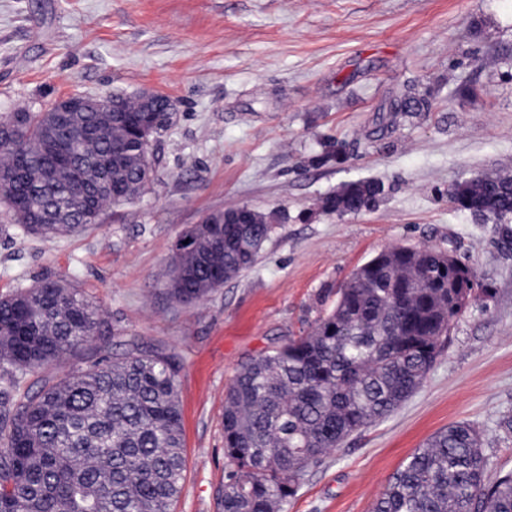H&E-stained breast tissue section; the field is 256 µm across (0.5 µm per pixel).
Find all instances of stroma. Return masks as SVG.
Segmentation results:
<instances>
[{
	"label": "stroma",
	"instance_id": "obj_1",
	"mask_svg": "<svg viewBox=\"0 0 512 512\" xmlns=\"http://www.w3.org/2000/svg\"><path fill=\"white\" fill-rule=\"evenodd\" d=\"M152 89L178 104L134 201L86 232L27 235L0 206V296L65 278L119 345L170 355L185 472L175 512H219L224 395L242 363L314 326L352 272L394 245L473 267L472 301L421 388L311 466L282 512H372L415 448L465 421L490 474L512 471V244L456 210L460 181L512 172V0H0V114L73 93ZM430 92L429 112H393ZM340 165H314L327 139ZM380 181L378 206L326 216L342 184ZM247 206L275 214L256 264L204 300L167 293L179 234ZM86 346L0 388L37 389L95 361Z\"/></svg>",
	"mask_w": 512,
	"mask_h": 512
}]
</instances>
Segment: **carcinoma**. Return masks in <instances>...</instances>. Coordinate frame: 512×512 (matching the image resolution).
<instances>
[{"label": "carcinoma", "instance_id": "carcinoma-1", "mask_svg": "<svg viewBox=\"0 0 512 512\" xmlns=\"http://www.w3.org/2000/svg\"><path fill=\"white\" fill-rule=\"evenodd\" d=\"M119 112L0 115V204L28 234L65 236L98 224L149 180L146 131L171 119L174 101L150 106L113 95ZM430 95L393 101L392 112H429ZM344 161L327 141L319 164ZM373 180L342 184L322 213L377 206ZM456 209L493 216L512 242V175L458 182ZM274 215L237 207L184 230L168 292L192 303L251 268L271 238ZM490 295L476 271L450 252L394 246L357 268L336 304L309 332L243 363L225 394L226 480L221 512H277L308 468L350 435L398 408L423 383L467 309L448 306L438 281ZM110 327L63 279H45L0 297V366L41 371ZM36 390L3 389L0 404V512H172L185 468L175 367L133 341ZM373 512H512V472L489 480L474 427L457 423L408 457Z\"/></svg>", "mask_w": 512, "mask_h": 512}]
</instances>
